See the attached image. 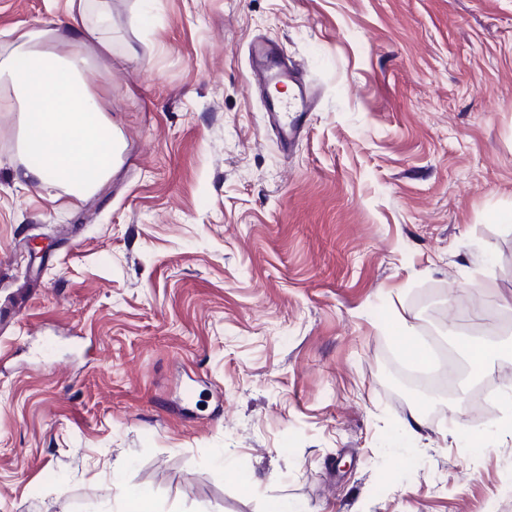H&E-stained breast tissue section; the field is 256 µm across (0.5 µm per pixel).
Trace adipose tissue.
Listing matches in <instances>:
<instances>
[{
  "instance_id": "ef3b65f1",
  "label": "adipose tissue",
  "mask_w": 512,
  "mask_h": 512,
  "mask_svg": "<svg viewBox=\"0 0 512 512\" xmlns=\"http://www.w3.org/2000/svg\"><path fill=\"white\" fill-rule=\"evenodd\" d=\"M89 0H67L65 27L72 44L59 54L56 27L16 32L8 54L0 55V104L16 112L24 132L20 175L27 185L55 187L81 200L111 174L125 145L84 72L89 61L112 64L109 41L87 23Z\"/></svg>"
}]
</instances>
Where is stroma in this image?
Returning a JSON list of instances; mask_svg holds the SVG:
<instances>
[{
    "label": "stroma",
    "instance_id": "35a3bbf8",
    "mask_svg": "<svg viewBox=\"0 0 512 512\" xmlns=\"http://www.w3.org/2000/svg\"><path fill=\"white\" fill-rule=\"evenodd\" d=\"M108 6L109 181L20 188L0 108V512H512V0ZM254 38L318 92L287 153ZM401 320L501 347L456 414Z\"/></svg>",
    "mask_w": 512,
    "mask_h": 512
}]
</instances>
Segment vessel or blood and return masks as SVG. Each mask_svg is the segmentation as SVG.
<instances>
[{"label": "vessel or blood", "instance_id": "1", "mask_svg": "<svg viewBox=\"0 0 512 512\" xmlns=\"http://www.w3.org/2000/svg\"><path fill=\"white\" fill-rule=\"evenodd\" d=\"M249 84H282L288 87V101L267 99L268 120L277 132L283 150H290L306 133L310 114L314 109L316 93L298 68L281 60L276 48L264 41L250 46Z\"/></svg>", "mask_w": 512, "mask_h": 512}]
</instances>
